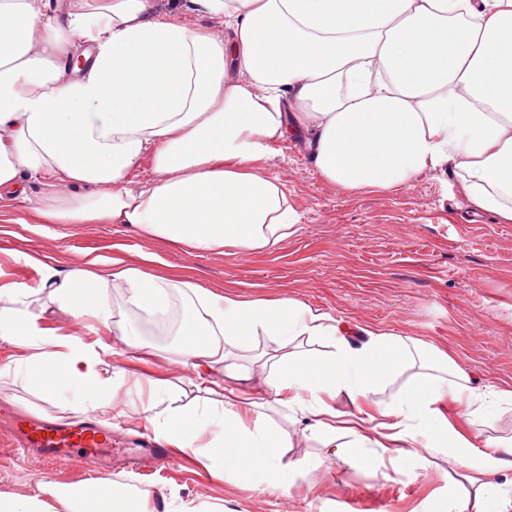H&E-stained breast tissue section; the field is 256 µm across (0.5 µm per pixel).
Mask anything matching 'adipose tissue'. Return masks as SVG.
Here are the masks:
<instances>
[{"label": "adipose tissue", "mask_w": 512, "mask_h": 512, "mask_svg": "<svg viewBox=\"0 0 512 512\" xmlns=\"http://www.w3.org/2000/svg\"><path fill=\"white\" fill-rule=\"evenodd\" d=\"M224 19L223 35L149 0H70L64 19L47 0H0V205H25L23 224H123L143 238L193 250L272 249L299 215L263 161L303 139L320 177L349 193H395L422 172L445 168L471 204L512 223V0H188ZM83 55L84 66L69 67ZM150 159L155 177L136 184ZM42 187L27 191L28 178ZM121 259L101 270L79 256L45 264L36 285L0 284V341L17 348L12 369L42 399L76 415L147 423L182 452L204 456L216 475L261 471L287 489L281 450L288 432L269 412L315 416L335 438L337 393L358 412L362 448L423 436L412 456L442 453L459 469L496 473L498 444L476 445L448 422L445 401L477 418L512 406V390L464 377L424 382L402 401L372 396L415 350L374 331L349 342L343 325L298 301L241 299L189 276ZM63 323L45 324L48 306ZM173 318L176 344L145 343L155 320ZM80 324L90 339L75 336ZM277 341L252 363L270 394L234 386L236 353L254 338ZM297 336H327L318 360L288 355ZM148 352L191 366L210 403L170 407L173 385L149 380L128 409L125 359ZM110 365V377L101 368ZM156 512L128 493H76L51 480L32 494L0 493V512Z\"/></svg>", "instance_id": "1"}]
</instances>
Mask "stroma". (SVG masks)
<instances>
[{"instance_id":"obj_1","label":"stroma","mask_w":512,"mask_h":512,"mask_svg":"<svg viewBox=\"0 0 512 512\" xmlns=\"http://www.w3.org/2000/svg\"><path fill=\"white\" fill-rule=\"evenodd\" d=\"M264 172L284 182L300 216L293 234L273 249L194 251L137 237L121 224H57L46 232L0 222V274L16 283L36 277L32 256H48L61 269L80 251L106 261L129 249L153 252L159 256L150 266L154 273L186 274L247 299L300 301L359 324L361 333L350 339L355 346L370 330L408 336L450 353L472 386L512 390V224L475 212L445 171L424 172L393 194H348L322 180L293 141L266 161ZM126 367L141 378L171 381L179 405L207 398L193 385L192 370L180 365L159 366L137 354ZM0 395L14 399L19 414L70 418L10 378H0ZM272 419L291 437L283 451L293 465L287 490L267 487L258 472L216 478L203 460L184 453L153 478L127 473L126 487L207 502L219 512H348L352 502L357 512H446L454 495L484 512H512V455L484 489L472 472L451 468L438 454L399 461L389 451L377 466L369 461L373 449L365 448L357 462L347 449L350 436L337 435L332 448L325 436L308 431L304 417L284 411ZM47 477L73 490L86 486L74 468L0 444V492L28 494Z\"/></svg>"}]
</instances>
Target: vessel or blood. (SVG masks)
Listing matches in <instances>:
<instances>
[{
    "instance_id": "b4317fda",
    "label": "vessel or blood",
    "mask_w": 512,
    "mask_h": 512,
    "mask_svg": "<svg viewBox=\"0 0 512 512\" xmlns=\"http://www.w3.org/2000/svg\"><path fill=\"white\" fill-rule=\"evenodd\" d=\"M12 446L37 454L41 459L72 467H98V451L111 446V435L103 434L95 419L59 423L45 419H12L5 433Z\"/></svg>"
}]
</instances>
